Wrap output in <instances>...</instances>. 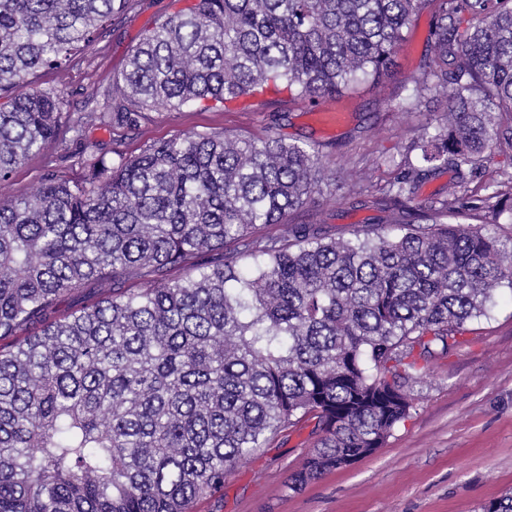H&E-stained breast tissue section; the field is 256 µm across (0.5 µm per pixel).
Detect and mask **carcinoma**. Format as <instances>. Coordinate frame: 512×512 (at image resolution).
Masks as SVG:
<instances>
[{"label":"carcinoma","mask_w":512,"mask_h":512,"mask_svg":"<svg viewBox=\"0 0 512 512\" xmlns=\"http://www.w3.org/2000/svg\"><path fill=\"white\" fill-rule=\"evenodd\" d=\"M126 2L0 0V512H188L311 418L299 489L383 447L420 363L512 289V240L491 230L512 225V171L485 179L495 146L512 147V0H190L68 127L82 176L49 169L3 194L60 139L64 96L31 76L95 45ZM429 2L406 106L446 107L374 199L385 231L257 234L332 180L315 144L210 132L113 158L83 139L157 108L379 85ZM48 159L37 154L20 166L11 179L8 192L12 195H26L34 191L43 173L47 171Z\"/></svg>","instance_id":"1"}]
</instances>
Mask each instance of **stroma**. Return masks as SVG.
I'll return each mask as SVG.
<instances>
[{"label": "stroma", "mask_w": 512, "mask_h": 512, "mask_svg": "<svg viewBox=\"0 0 512 512\" xmlns=\"http://www.w3.org/2000/svg\"><path fill=\"white\" fill-rule=\"evenodd\" d=\"M180 7V0H129L92 48L66 66L39 71L34 86L62 91L64 119L76 117L84 95L121 76L141 35ZM432 21L431 9L419 13L379 86L364 84L314 104L264 95L244 109H154L139 130L91 128L87 135L128 156L152 140L224 130L327 145L333 182L289 221L347 238L361 225L386 222L369 198L443 107L439 99L411 111L401 107L427 57ZM413 398L410 418L385 446L351 467L289 489L316 441L314 424L306 421L236 465L192 512H479L512 492V290L502 289L490 316L466 323L459 346L425 367Z\"/></svg>", "instance_id": "35a3bbf8"}]
</instances>
